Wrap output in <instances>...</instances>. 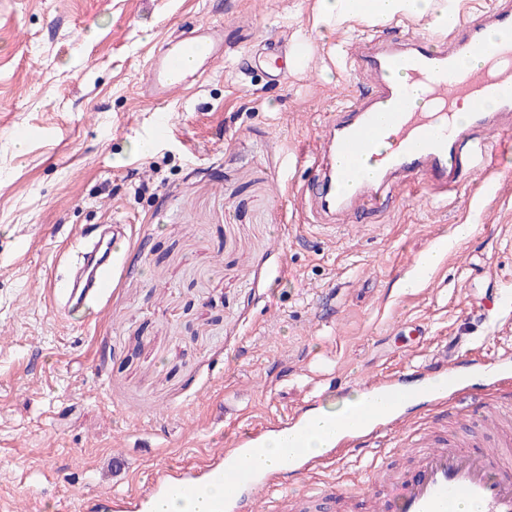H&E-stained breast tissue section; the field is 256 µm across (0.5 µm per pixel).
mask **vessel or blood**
Instances as JSON below:
<instances>
[{
    "label": "vessel or blood",
    "instance_id": "1",
    "mask_svg": "<svg viewBox=\"0 0 512 512\" xmlns=\"http://www.w3.org/2000/svg\"><path fill=\"white\" fill-rule=\"evenodd\" d=\"M491 29L504 35L494 46L486 41ZM474 55L483 56L484 64L457 76V60ZM223 58V30L203 26L186 32L150 60L145 90L154 98L168 97ZM350 60L369 82L365 92L332 116L328 133L308 158L318 179L306 201L313 216L333 221L366 205L379 206L388 190L415 178L448 190L463 165L481 170L486 152L500 144L494 130L512 124V0H496L489 10L458 19L435 39L364 37ZM411 83L421 88L424 107H410ZM464 101L470 103L471 114L468 123L460 124L455 109ZM120 238L117 231L100 235L65 290L68 307H94L105 298L123 253ZM478 377L489 389L511 383L512 356L475 365L449 361L443 352L412 376L388 373L366 380L363 402L351 408V422L340 425L343 441L372 446L403 427L407 412L421 400L435 409L428 448L406 471L375 468L386 494L360 484H332L309 494L302 512H318L321 504L339 500L362 504L365 512H460L464 503L477 504L481 512H512V434L462 448L438 431L443 408L472 391ZM310 414L303 405L270 421V430L293 444L292 456L278 469L259 472L245 463L243 451L255 447L256 439L244 429L230 448L209 454L197 466L158 470L145 489L82 499V512H151L156 499L191 498L210 483L224 487V497L212 512H257L260 490L279 486L286 473L307 476L311 462L303 435Z\"/></svg>",
    "mask_w": 512,
    "mask_h": 512
}]
</instances>
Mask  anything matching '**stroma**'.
Wrapping results in <instances>:
<instances>
[{"label":"stroma","instance_id":"35a3bbf8","mask_svg":"<svg viewBox=\"0 0 512 512\" xmlns=\"http://www.w3.org/2000/svg\"><path fill=\"white\" fill-rule=\"evenodd\" d=\"M314 2L0 0V512H77L79 498L142 487L308 400L335 406L455 339L481 362L512 353V131L444 203L412 183L355 225L302 207L315 172L287 158L309 156L361 88L348 49L376 31L432 33L403 17L319 33ZM199 25L223 28V61L147 97L153 51ZM281 36L307 62L275 81L259 46ZM159 112L171 126L155 141ZM101 224L123 228V272L100 311L65 316L49 288L66 286L82 231ZM461 224L473 232L454 239ZM443 238L430 282L403 289ZM408 449L347 446L336 470L283 487L360 481L370 463L404 466Z\"/></svg>","mask_w":512,"mask_h":512}]
</instances>
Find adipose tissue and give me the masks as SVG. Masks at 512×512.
Instances as JSON below:
<instances>
[{"label": "adipose tissue", "instance_id": "ef3b65f1", "mask_svg": "<svg viewBox=\"0 0 512 512\" xmlns=\"http://www.w3.org/2000/svg\"><path fill=\"white\" fill-rule=\"evenodd\" d=\"M457 4L458 0H316L314 25L327 28L347 19L378 23L411 16L445 30L457 20Z\"/></svg>", "mask_w": 512, "mask_h": 512}]
</instances>
